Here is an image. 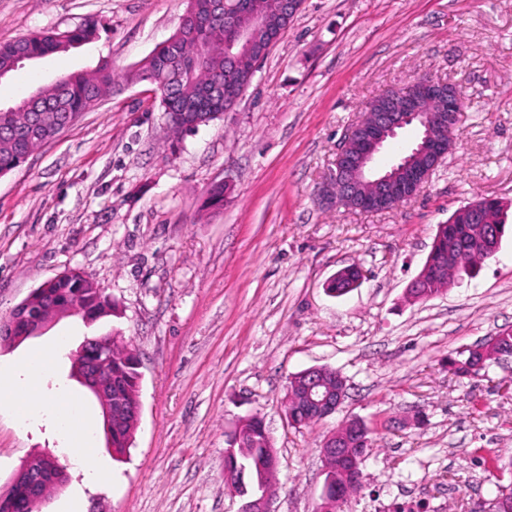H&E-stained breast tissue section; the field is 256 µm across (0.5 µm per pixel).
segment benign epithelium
Wrapping results in <instances>:
<instances>
[{"instance_id":"benign-epithelium-1","label":"benign epithelium","mask_w":512,"mask_h":512,"mask_svg":"<svg viewBox=\"0 0 512 512\" xmlns=\"http://www.w3.org/2000/svg\"><path fill=\"white\" fill-rule=\"evenodd\" d=\"M302 6V0H255L247 9L232 13L227 0H215V8L224 12V29L231 38L224 41V71H232L242 60H251L253 66L264 59L265 53H256L257 37L267 34V47H272L283 29L273 19L291 20ZM462 95L452 83L448 84V110H425L415 88L397 89L389 96V104L379 105L372 99L366 104V112L344 137L336 153L333 179L341 191L330 196L329 189L322 192L325 204L336 203L348 210L384 212L418 195L427 185L432 169L425 161L440 159L454 143V132L459 123ZM409 126L422 128L421 141L410 154L388 168L374 167L376 156L384 143L394 139ZM106 351L108 343L100 337L86 339L73 355L74 370L79 373L91 392L105 403V426L112 422V405L107 403L109 382L100 368V361L88 357L90 347ZM307 405L327 418L335 414L346 397V379L333 368L328 372L314 368L305 373L303 382ZM365 429L364 422L346 421L341 429L328 435L320 452L325 459L341 460L348 455V434ZM240 465L233 457L232 449H224V476L227 484L234 485ZM239 512H271L266 493L258 491L249 496Z\"/></svg>"}]
</instances>
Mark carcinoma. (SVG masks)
Instances as JSON below:
<instances>
[{
    "label": "carcinoma",
    "mask_w": 512,
    "mask_h": 512,
    "mask_svg": "<svg viewBox=\"0 0 512 512\" xmlns=\"http://www.w3.org/2000/svg\"><path fill=\"white\" fill-rule=\"evenodd\" d=\"M96 24L88 21L65 31L38 32L0 45V76L8 75L19 60H39L66 52L88 42ZM227 32L218 23L194 25L181 19L173 41L157 45L148 56L131 69H120L112 61L101 59L90 72H74L60 77L59 83L41 88L48 106L38 112L16 105L0 108V173L9 172L24 162L40 145L70 128L73 116L93 108L102 96L119 83L151 82L159 94V106L170 129L177 136L193 132L201 125L224 115V93L210 91L217 78L224 76V40ZM484 223H469L470 215L459 208L454 223L437 231L432 248L436 261L422 269L424 288L416 299L427 301L444 291L445 286L463 276H473L483 263L476 248L481 231L491 226L499 236L506 232L507 214L496 198L481 197ZM360 278L357 268H345L328 284L332 293H347ZM29 315L54 316L79 304L92 320L115 312V303L92 281L79 274L60 277L51 288H38L30 294ZM512 357V329H505L485 341L461 351L449 365L458 377L477 376L502 358ZM112 450L125 453L137 427L136 408L140 403V372L137 354L122 337H112ZM234 455L244 467L238 490L244 495L257 486L261 469L273 458L271 436L257 416L243 418L237 426ZM28 473L19 474L0 503L27 504ZM362 489L356 475L338 473L336 493L346 502Z\"/></svg>",
    "instance_id": "obj_1"
}]
</instances>
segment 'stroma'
Instances as JSON below:
<instances>
[{
	"mask_svg": "<svg viewBox=\"0 0 512 512\" xmlns=\"http://www.w3.org/2000/svg\"><path fill=\"white\" fill-rule=\"evenodd\" d=\"M187 0H0V44L98 23L80 47L0 80V107L103 58L128 69L176 31ZM431 75L468 106L443 166L418 196L367 213L318 200L336 149L365 104ZM224 202L209 205L215 186ZM512 213V0H305L232 112L172 143L152 85L123 84L0 176V317L57 275L87 274L117 306L85 323L0 344V491L34 454L67 473L43 512H240L224 478L238 420L263 419L279 465L272 512H315L320 446L364 420L363 488L343 512H483L512 485V360L459 378L448 358L512 327V231L479 274L442 295L407 289L439 225L478 197ZM360 266L336 297L327 281ZM123 336L139 357L141 415L125 454L108 447L102 409L71 378L85 338ZM62 346L44 377L90 423L70 461L56 412L18 418V366ZM339 369L348 394L332 416L291 426V375Z\"/></svg>",
	"mask_w": 512,
	"mask_h": 512,
	"instance_id": "stroma-1",
	"label": "stroma"
}]
</instances>
